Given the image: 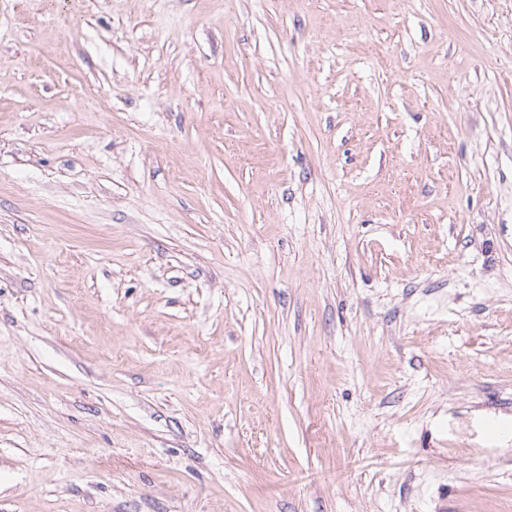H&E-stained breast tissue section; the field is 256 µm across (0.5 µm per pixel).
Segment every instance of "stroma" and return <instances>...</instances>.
Here are the masks:
<instances>
[{
	"label": "stroma",
	"instance_id": "1",
	"mask_svg": "<svg viewBox=\"0 0 512 512\" xmlns=\"http://www.w3.org/2000/svg\"><path fill=\"white\" fill-rule=\"evenodd\" d=\"M512 512V0H0V512Z\"/></svg>",
	"mask_w": 512,
	"mask_h": 512
}]
</instances>
